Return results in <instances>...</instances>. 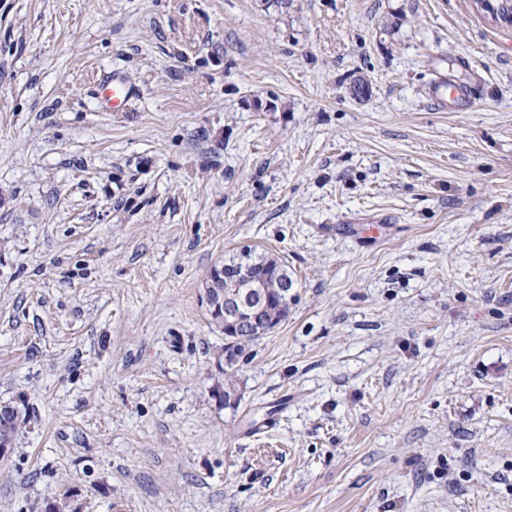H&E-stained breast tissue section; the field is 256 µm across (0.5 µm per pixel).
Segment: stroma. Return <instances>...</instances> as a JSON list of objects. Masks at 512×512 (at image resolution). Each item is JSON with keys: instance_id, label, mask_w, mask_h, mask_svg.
<instances>
[{"instance_id": "1", "label": "stroma", "mask_w": 512, "mask_h": 512, "mask_svg": "<svg viewBox=\"0 0 512 512\" xmlns=\"http://www.w3.org/2000/svg\"><path fill=\"white\" fill-rule=\"evenodd\" d=\"M438 72L475 105L434 110ZM245 245L294 299L228 407L202 296ZM1 405L0 512H512V27L0 0ZM104 94L100 101L104 109L123 112L137 96V88L119 72H107L101 81Z\"/></svg>"}]
</instances>
